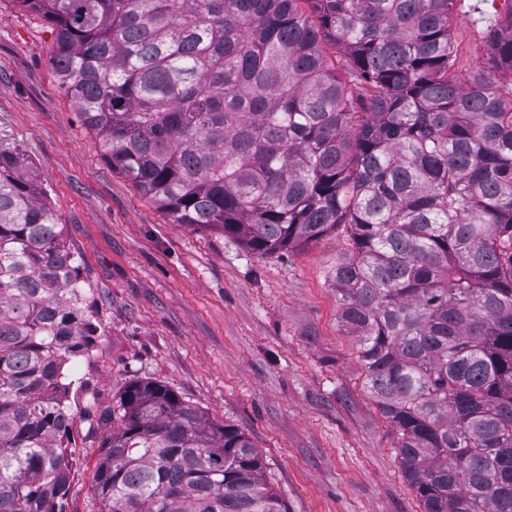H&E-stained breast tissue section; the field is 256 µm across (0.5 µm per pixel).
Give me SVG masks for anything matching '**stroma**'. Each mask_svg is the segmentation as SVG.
<instances>
[{"instance_id": "35a3bbf8", "label": "stroma", "mask_w": 512, "mask_h": 512, "mask_svg": "<svg viewBox=\"0 0 512 512\" xmlns=\"http://www.w3.org/2000/svg\"><path fill=\"white\" fill-rule=\"evenodd\" d=\"M488 5L462 0L451 28L462 74L489 68ZM57 31L0 0V129L32 163L99 310L79 384L67 512H99L101 432L89 400L157 381L245 433L288 512H423L398 435L364 387L358 346L337 319L326 271L348 246L331 232L261 255L171 216L119 172L83 122L51 59Z\"/></svg>"}]
</instances>
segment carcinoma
<instances>
[{
    "label": "carcinoma",
    "instance_id": "obj_1",
    "mask_svg": "<svg viewBox=\"0 0 512 512\" xmlns=\"http://www.w3.org/2000/svg\"><path fill=\"white\" fill-rule=\"evenodd\" d=\"M14 2L55 23L86 126L175 223L263 255L345 228L338 316L424 512H512V84L455 70L460 0ZM505 4L487 42L512 72ZM89 291L0 130V512H66ZM87 410L101 512H288L249 437L167 386Z\"/></svg>",
    "mask_w": 512,
    "mask_h": 512
}]
</instances>
